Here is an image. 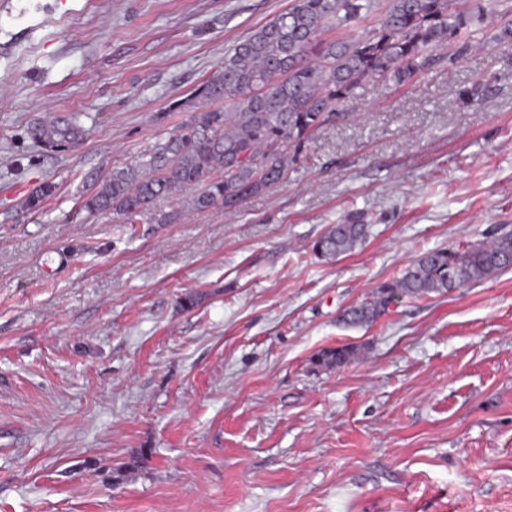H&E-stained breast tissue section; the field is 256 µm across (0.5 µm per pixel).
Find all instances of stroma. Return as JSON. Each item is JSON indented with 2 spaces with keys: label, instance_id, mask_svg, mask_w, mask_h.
<instances>
[{
  "label": "stroma",
  "instance_id": "1",
  "mask_svg": "<svg viewBox=\"0 0 512 512\" xmlns=\"http://www.w3.org/2000/svg\"><path fill=\"white\" fill-rule=\"evenodd\" d=\"M291 4L0 0V512H512V268L339 321L411 259L512 231L496 25L357 89L237 208L83 207ZM70 115L77 143L33 139ZM345 220L365 242L315 256ZM343 345L361 358L314 364Z\"/></svg>",
  "mask_w": 512,
  "mask_h": 512
}]
</instances>
